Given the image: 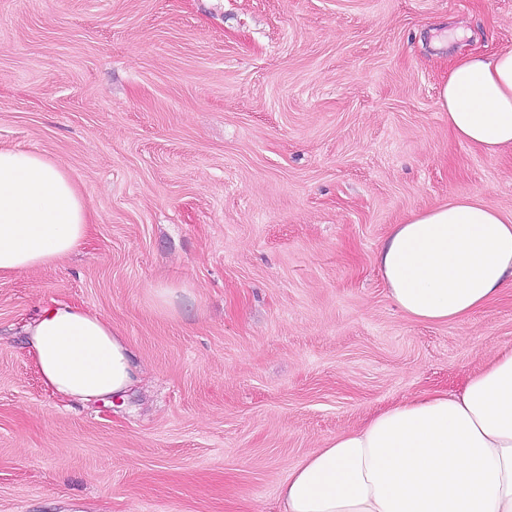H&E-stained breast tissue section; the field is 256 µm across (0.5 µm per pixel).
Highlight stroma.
Listing matches in <instances>:
<instances>
[{
	"label": "stroma",
	"instance_id": "obj_1",
	"mask_svg": "<svg viewBox=\"0 0 512 512\" xmlns=\"http://www.w3.org/2000/svg\"><path fill=\"white\" fill-rule=\"evenodd\" d=\"M469 50H512V0H0V147L62 164L92 221L0 276V512H279L327 439L512 348V290L419 323L374 264L456 197L512 219V149L438 108ZM52 301L111 320L139 392L45 389L23 326Z\"/></svg>",
	"mask_w": 512,
	"mask_h": 512
}]
</instances>
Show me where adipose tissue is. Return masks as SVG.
Here are the masks:
<instances>
[{
    "instance_id": "adipose-tissue-1",
    "label": "adipose tissue",
    "mask_w": 512,
    "mask_h": 512,
    "mask_svg": "<svg viewBox=\"0 0 512 512\" xmlns=\"http://www.w3.org/2000/svg\"><path fill=\"white\" fill-rule=\"evenodd\" d=\"M440 111L465 144L512 146V50L460 52L440 83ZM73 177L40 153L0 148V276L56 265L88 237ZM376 268L410 319L448 323L512 289V219L454 198L394 225ZM46 389L83 403L125 396L141 370L102 314L55 302L28 326ZM280 512H512V350L457 393L392 406L296 463Z\"/></svg>"
}]
</instances>
